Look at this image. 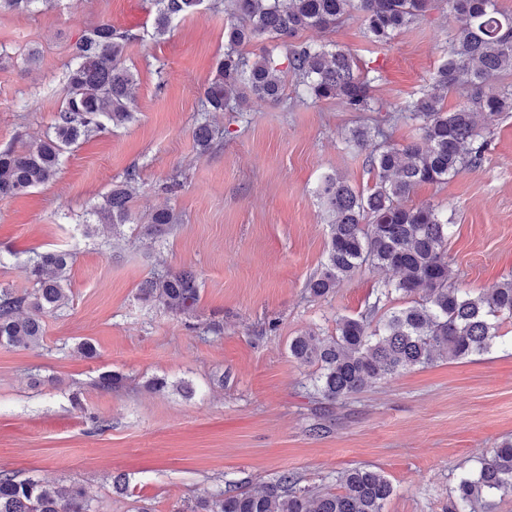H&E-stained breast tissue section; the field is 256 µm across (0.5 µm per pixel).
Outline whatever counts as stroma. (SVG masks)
<instances>
[{"instance_id":"stroma-1","label":"stroma","mask_w":512,"mask_h":512,"mask_svg":"<svg viewBox=\"0 0 512 512\" xmlns=\"http://www.w3.org/2000/svg\"><path fill=\"white\" fill-rule=\"evenodd\" d=\"M154 12V0L0 11V46L11 55L0 67V149L50 132L72 46L100 22L134 34L126 60L139 78L132 122L74 146L48 185L0 199V286L30 289V251L73 254L70 305L47 317L42 346H0V470L80 481L97 512H175L204 491L257 490L285 472L333 490L339 472L365 466L394 488L382 512H448L458 476L512 438V320L501 322L489 353L439 360L336 404L310 393L315 366L288 351L294 336H330L338 318L365 315L388 277L366 267L328 297L309 295L329 239L316 189L326 173L373 188L365 152L345 143L356 125H380L394 144L420 137L397 109L431 90L447 57L457 24L446 0L383 45L355 17L299 32L298 41L337 45L378 69L373 95L386 111L349 112L292 91L276 105L213 114L224 139L205 154L193 131L201 90L224 53V12L203 7L158 41ZM480 134L489 142L481 167L419 185L409 199L451 216L450 281L475 296L512 278V111ZM131 169L140 176L134 223L118 238L86 237L91 211ZM175 179L179 188L167 192ZM163 207L182 224L141 246L136 225ZM179 268L200 277L193 318L139 297L152 272ZM213 321L223 333L207 332ZM83 339L96 357L71 352ZM108 371L123 382L105 392L95 382ZM155 376L192 383L196 394L151 392ZM117 474L126 493L111 487Z\"/></svg>"}]
</instances>
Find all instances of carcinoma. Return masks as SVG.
<instances>
[{"label":"carcinoma","instance_id":"1","mask_svg":"<svg viewBox=\"0 0 512 512\" xmlns=\"http://www.w3.org/2000/svg\"><path fill=\"white\" fill-rule=\"evenodd\" d=\"M435 0H227L224 8V57L202 88V118L194 130L201 153L208 152L220 130L205 115L250 101L275 104L283 99L286 73L314 101L335 100L349 112H379L384 105L372 95L378 80L373 69L360 67L340 48L308 43L287 48L288 72L273 68L265 56L249 59L240 47L263 37L290 38L301 30H333L346 17H357L367 36L385 44L424 17ZM204 0H155L152 36L161 39L174 23L198 11ZM458 29L448 59L437 69L435 86L448 93L470 90L467 102L453 110L442 94H425L404 108L420 123L421 137L405 145L388 142L377 127H357L347 146L367 150L376 173L370 192L357 191L333 175L322 180L318 196L330 217L326 259L308 290L325 298L362 267L391 270L395 280L376 289L370 313L394 293L412 298L411 305L372 322L366 316L336 320V335L314 331L294 337L290 356L318 366L314 394L328 402L343 401L367 386L388 380L439 359L463 360L488 352L498 321L512 319V279L474 297L448 284V226L439 208L408 204L421 184H438L463 169L479 167L488 150L481 123L512 109V92L494 82L512 71V14L499 11L496 0H448ZM133 36L102 22L72 46L74 64L63 82V104L53 130L20 149L0 150V198L45 186L58 174L63 157L80 140L96 136L133 119L137 73L125 64ZM132 169L112 187L96 223L120 227L134 222L131 208ZM179 215L170 208L155 211L137 225L140 242L152 244L169 234ZM67 250L34 252L27 258L32 288L18 293L0 287V344L33 349L45 336L44 317L63 311L70 302ZM140 297L176 316L196 315L200 288L195 273L175 269L155 272L143 280ZM340 492L313 491L282 474L260 491L216 489L177 512H382L393 493L379 471L355 467L341 472ZM512 494V440L492 449L474 472L459 477L449 512H491L490 497ZM0 512H96L83 484L47 487L35 477L0 471Z\"/></svg>","mask_w":512,"mask_h":512}]
</instances>
